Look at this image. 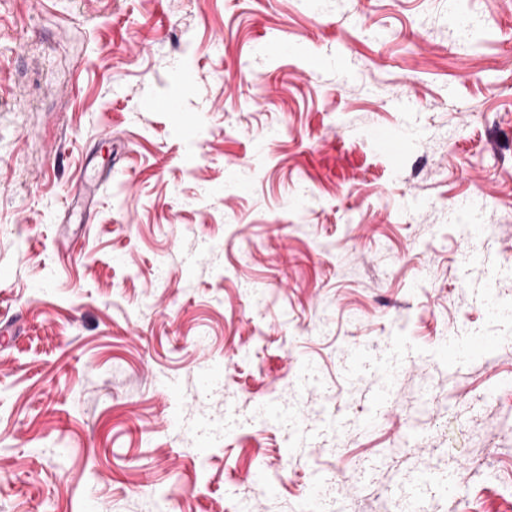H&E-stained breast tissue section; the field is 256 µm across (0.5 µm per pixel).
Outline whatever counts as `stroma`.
<instances>
[{"instance_id":"stroma-1","label":"stroma","mask_w":512,"mask_h":512,"mask_svg":"<svg viewBox=\"0 0 512 512\" xmlns=\"http://www.w3.org/2000/svg\"><path fill=\"white\" fill-rule=\"evenodd\" d=\"M1 320L0 512H512V0H0Z\"/></svg>"}]
</instances>
